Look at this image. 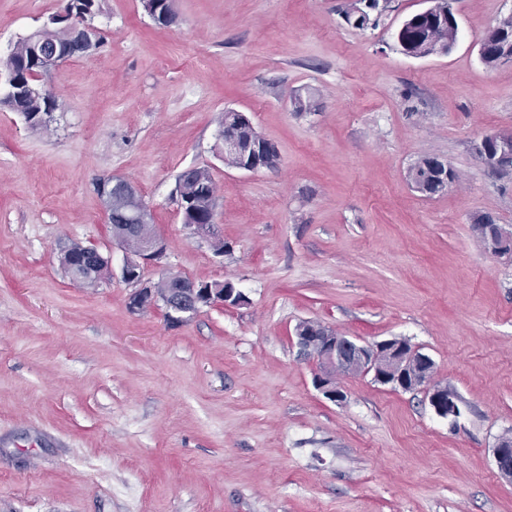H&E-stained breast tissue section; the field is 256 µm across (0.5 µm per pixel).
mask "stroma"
<instances>
[{
    "label": "stroma",
    "instance_id": "obj_1",
    "mask_svg": "<svg viewBox=\"0 0 512 512\" xmlns=\"http://www.w3.org/2000/svg\"><path fill=\"white\" fill-rule=\"evenodd\" d=\"M350 0H101L102 42L48 78L49 127L0 107V512H512L492 447L512 434V259L473 231L512 229V174L474 150L512 129V64L481 43L512 0H455L459 37L414 58L393 33L426 0H389L375 27ZM65 0H0V56ZM313 103L300 111L297 101ZM278 148L277 167L224 163L225 110ZM424 157L458 175L428 198ZM218 186L223 255L184 226L187 166ZM140 190L167 250L144 278L231 282L244 304L171 324L140 314L95 181ZM111 264L72 283L61 244ZM304 320L429 354L460 413L372 375L313 385ZM434 158L425 157L419 160L410 171V180L419 187V192L428 197L440 196L445 192L448 186L444 185L437 189L435 182L438 179V173L433 167ZM426 188L425 193L422 188Z\"/></svg>",
    "mask_w": 512,
    "mask_h": 512
}]
</instances>
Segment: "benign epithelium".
<instances>
[{
    "label": "benign epithelium",
    "instance_id": "7a95c632",
    "mask_svg": "<svg viewBox=\"0 0 512 512\" xmlns=\"http://www.w3.org/2000/svg\"><path fill=\"white\" fill-rule=\"evenodd\" d=\"M65 38H53L41 43L42 73L64 63L60 49L87 55L93 50L90 28L77 22L66 12L57 16ZM475 152L483 166L490 171L512 170V130H495L482 135L475 144ZM103 199L108 222L113 224L112 236L126 249V260L122 267V279L134 287L129 298V308L134 313L144 312L161 303L169 319L184 323L197 315L205 306L221 303L239 305L244 294L224 284L198 283L181 279L178 287L160 293L156 288L142 284L141 274L148 264H158L165 256L166 244L149 228L150 212L144 205L138 188L129 180L113 175L96 182ZM193 234L208 242L218 256L224 254V245L215 234L212 224L193 225ZM486 248L495 255L512 256V230L500 224H489L483 235ZM62 267L76 281H86L92 276L100 277L108 269L110 260L98 250L72 243L59 249ZM309 328L296 331L300 353L310 357L317 371L313 384L323 396L333 402L343 398L339 379L355 373L373 374L382 384L401 387L407 383L413 388L424 387L430 405L443 417L454 416L459 408L455 398L448 394V386L434 379L435 362L427 354L407 346L397 339H386L374 344H359L335 329L316 321L308 322ZM493 457L500 475L512 478V449L505 437L498 438L493 448Z\"/></svg>",
    "mask_w": 512,
    "mask_h": 512
}]
</instances>
